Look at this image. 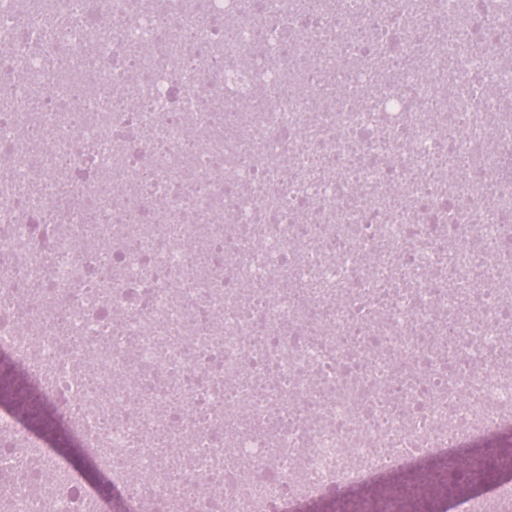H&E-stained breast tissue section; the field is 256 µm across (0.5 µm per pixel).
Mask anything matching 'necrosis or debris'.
I'll use <instances>...</instances> for the list:
<instances>
[{
  "instance_id": "necrosis-or-debris-1",
  "label": "necrosis or debris",
  "mask_w": 512,
  "mask_h": 512,
  "mask_svg": "<svg viewBox=\"0 0 512 512\" xmlns=\"http://www.w3.org/2000/svg\"><path fill=\"white\" fill-rule=\"evenodd\" d=\"M511 32L0 0V363L129 512H298L512 428ZM0 512L103 506L1 411Z\"/></svg>"
}]
</instances>
